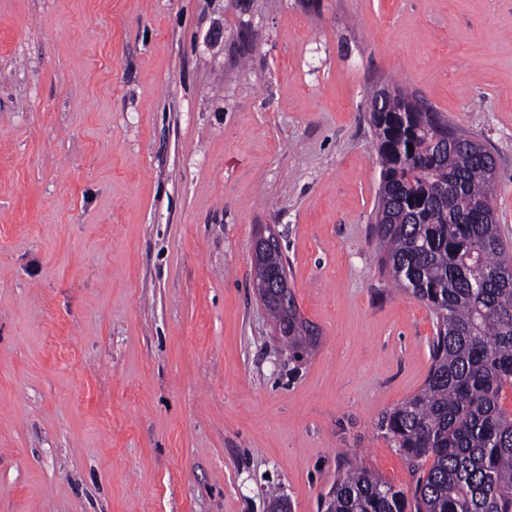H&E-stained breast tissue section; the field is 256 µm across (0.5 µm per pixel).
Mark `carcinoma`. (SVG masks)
I'll use <instances>...</instances> for the list:
<instances>
[{"label": "carcinoma", "instance_id": "1", "mask_svg": "<svg viewBox=\"0 0 512 512\" xmlns=\"http://www.w3.org/2000/svg\"><path fill=\"white\" fill-rule=\"evenodd\" d=\"M381 165L373 236L381 270L435 317L422 388L384 417L395 447L422 471L407 492L354 462L327 492L325 512H512V250L495 212L487 144L450 127L403 92L369 105ZM413 149H408V145ZM268 277L285 268L263 254ZM264 307L293 359L311 354L315 328Z\"/></svg>", "mask_w": 512, "mask_h": 512}]
</instances>
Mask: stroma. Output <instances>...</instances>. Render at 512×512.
Listing matches in <instances>:
<instances>
[{"mask_svg":"<svg viewBox=\"0 0 512 512\" xmlns=\"http://www.w3.org/2000/svg\"><path fill=\"white\" fill-rule=\"evenodd\" d=\"M384 87L488 142L512 244V0H0V512H321L356 459L414 487L381 420L435 327L377 264ZM280 248L278 237L270 232L266 235H259L253 244V260L255 279L258 277L262 281L261 293L265 298L275 295L284 305L288 312L279 304L275 298H270L264 307L269 312L275 331L281 339L288 345L293 359L300 360L309 356L317 344V334L315 328L306 320L299 321L295 318L292 304H295L294 294L291 288H288V278L285 276L280 280H269L265 277L262 270L256 265V254L262 250H273ZM288 288V290H287Z\"/></svg>","mask_w":512,"mask_h":512,"instance_id":"35a3bbf8","label":"stroma"}]
</instances>
